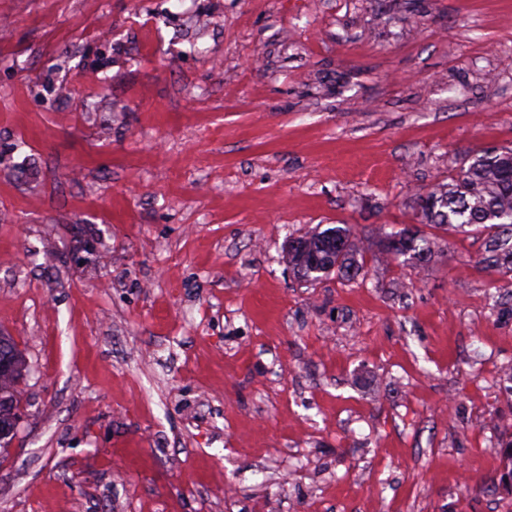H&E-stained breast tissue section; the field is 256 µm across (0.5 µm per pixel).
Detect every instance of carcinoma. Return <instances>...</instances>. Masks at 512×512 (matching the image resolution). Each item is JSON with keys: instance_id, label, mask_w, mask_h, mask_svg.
Segmentation results:
<instances>
[{"instance_id": "cac0c4a2", "label": "carcinoma", "mask_w": 512, "mask_h": 512, "mask_svg": "<svg viewBox=\"0 0 512 512\" xmlns=\"http://www.w3.org/2000/svg\"><path fill=\"white\" fill-rule=\"evenodd\" d=\"M421 223L445 231L464 232L473 228L487 236L482 262L504 276L503 288L512 293V149L487 150L467 159V164L448 173L419 199ZM437 239L414 228L386 233L382 250L398 259L421 265L435 251ZM359 240L351 228L334 226L323 231L310 230L288 244V268L306 282H318L334 273L353 280L364 270ZM8 344L15 364L9 377L0 376V423L19 408L21 379L27 371L23 353L9 336ZM500 447L504 448L501 470L512 476V425L499 427Z\"/></svg>"}]
</instances>
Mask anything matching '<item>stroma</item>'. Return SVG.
<instances>
[{
  "mask_svg": "<svg viewBox=\"0 0 512 512\" xmlns=\"http://www.w3.org/2000/svg\"><path fill=\"white\" fill-rule=\"evenodd\" d=\"M512 147V0H0V512H512L485 236L377 230ZM346 224L365 277L297 281ZM436 237L421 233L418 229L403 228L399 232L384 233L380 240L382 250L395 259L404 257V262L421 265L427 262L435 251ZM1 342L8 344L12 353V360L15 364L14 373L9 377L0 375V423L6 422L12 411L17 413L19 408L21 388L19 387L21 379L27 371V362L23 353L17 348L16 343L10 336H0ZM501 438L499 440L500 448H505L502 455V467L500 471H506L510 477V483H502L501 479L492 480L494 487L502 486L503 488L510 490L512 489V425H502L499 427ZM504 437L506 438L504 440Z\"/></svg>",
  "mask_w": 512,
  "mask_h": 512,
  "instance_id": "35a3bbf8",
  "label": "stroma"
}]
</instances>
